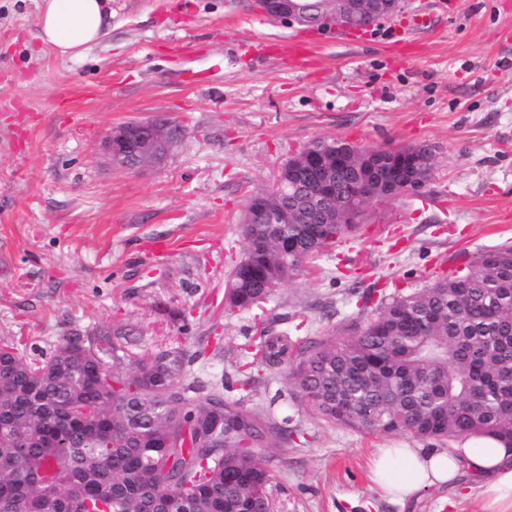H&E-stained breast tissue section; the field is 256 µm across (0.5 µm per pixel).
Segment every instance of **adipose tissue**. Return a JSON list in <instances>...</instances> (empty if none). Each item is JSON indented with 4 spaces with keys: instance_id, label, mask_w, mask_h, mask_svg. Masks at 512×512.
<instances>
[{
    "instance_id": "1",
    "label": "adipose tissue",
    "mask_w": 512,
    "mask_h": 512,
    "mask_svg": "<svg viewBox=\"0 0 512 512\" xmlns=\"http://www.w3.org/2000/svg\"><path fill=\"white\" fill-rule=\"evenodd\" d=\"M106 0H42L39 38L64 58L82 56L108 25ZM373 480L388 497L404 501L433 486L480 483L483 512H512V448L493 438H468L449 450L384 448L373 460Z\"/></svg>"
}]
</instances>
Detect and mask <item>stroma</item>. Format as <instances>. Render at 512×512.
Returning <instances> with one entry per match:
<instances>
[{"instance_id": "obj_1", "label": "stroma", "mask_w": 512, "mask_h": 512, "mask_svg": "<svg viewBox=\"0 0 512 512\" xmlns=\"http://www.w3.org/2000/svg\"><path fill=\"white\" fill-rule=\"evenodd\" d=\"M41 0H0V344L26 359L73 329L134 330L131 353L178 337L187 351L221 338L194 376H234L257 326L343 332L369 291L409 292L487 249L512 246V0H404L360 40L324 42L317 76L248 53L300 33L254 0H109L104 35L80 59L37 38ZM426 22L409 31L412 15ZM165 117L184 135L160 164H107L114 127ZM428 144L417 196L370 204L350 238L307 260L261 307L229 310L250 196L313 140ZM167 253L153 251L156 243ZM274 378L248 407L301 432L263 455L276 512H481L477 483L402 504L371 480L394 435L330 426Z\"/></svg>"}]
</instances>
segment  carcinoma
Instances as JSON below:
<instances>
[{
	"label": "carcinoma",
	"instance_id": "carcinoma-1",
	"mask_svg": "<svg viewBox=\"0 0 512 512\" xmlns=\"http://www.w3.org/2000/svg\"><path fill=\"white\" fill-rule=\"evenodd\" d=\"M340 146L353 152L346 178L362 154L376 165L386 153L341 139L307 144L332 155ZM281 176L294 189H262L251 201L292 223L240 225L231 309L264 303L355 229L315 223L302 195L308 174ZM121 350L79 330L43 360L0 346V512H275L260 449L288 447L297 430L244 399L280 374L289 396L332 426L442 445L491 436L512 448V246L383 296L342 336L263 330L244 345L233 385L190 377L203 349L168 344L130 368Z\"/></svg>",
	"mask_w": 512,
	"mask_h": 512
}]
</instances>
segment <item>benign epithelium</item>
<instances>
[{
  "label": "benign epithelium",
  "instance_id": "1",
  "mask_svg": "<svg viewBox=\"0 0 512 512\" xmlns=\"http://www.w3.org/2000/svg\"><path fill=\"white\" fill-rule=\"evenodd\" d=\"M401 9V0H335L333 16L336 25L356 30L375 24L383 18L396 15ZM262 11L271 19L300 25H309L312 14L300 10L298 0H263ZM179 139V128L165 119L146 122H130L111 129L102 144L109 163L127 170L141 169L164 160ZM425 161L416 150L406 151L385 160V168L378 176H360L348 187L350 201L366 198L389 186L400 170H408L412 176L402 185L410 194H418L426 185L429 176L423 173ZM306 167L318 173L314 186L307 190L308 199L318 205L329 204L340 197L341 190L336 179L330 175L327 160L316 153L301 152L290 158L289 169L295 171ZM365 212L351 205L338 207L327 217L328 223L359 224ZM278 217L258 207H248L244 213L245 224H275Z\"/></svg>",
  "mask_w": 512,
  "mask_h": 512
}]
</instances>
